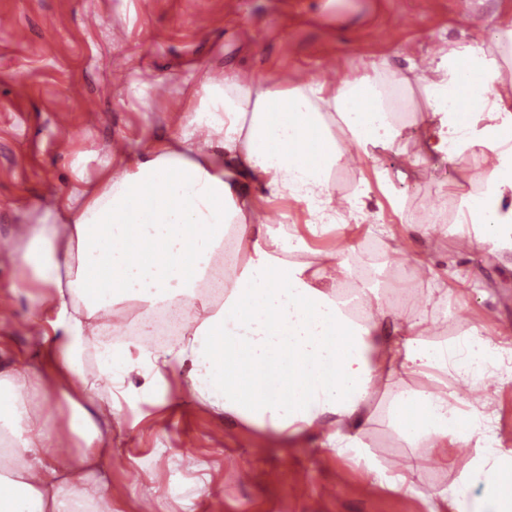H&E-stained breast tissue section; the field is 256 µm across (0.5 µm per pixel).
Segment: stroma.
<instances>
[{"instance_id": "obj_1", "label": "stroma", "mask_w": 512, "mask_h": 512, "mask_svg": "<svg viewBox=\"0 0 512 512\" xmlns=\"http://www.w3.org/2000/svg\"><path fill=\"white\" fill-rule=\"evenodd\" d=\"M0 290L14 269L10 251L21 225L40 221L47 201L70 193L77 176L102 170L121 177L115 142L173 133L180 107L207 77L248 75L273 89L378 67L418 80L427 55L456 41L484 43L512 68V44L500 17L512 0H0ZM337 58L343 73L328 76ZM419 149L408 128L402 149L378 152L346 167L352 187L388 174L400 213L382 212L396 239L387 257L422 260L431 270L415 291L453 288L448 312L436 313L430 343L442 345L478 328L512 338V253L483 244L456 247L459 228L432 243L416 232L430 201L455 203L468 192L469 154L417 171L406 162ZM25 296L0 293V349L35 356L24 320ZM114 512H449L438 497L469 465L456 452L448 467L425 469L414 494L366 480L320 437L295 442L271 429L211 410L189 392L182 374L139 395L111 419ZM391 472L416 463L386 422L364 435Z\"/></svg>"}]
</instances>
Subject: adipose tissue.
I'll list each match as a JSON object with an SVG mask.
<instances>
[{
	"label": "adipose tissue",
	"instance_id": "adipose-tissue-1",
	"mask_svg": "<svg viewBox=\"0 0 512 512\" xmlns=\"http://www.w3.org/2000/svg\"><path fill=\"white\" fill-rule=\"evenodd\" d=\"M427 70L419 133L428 154L467 152L477 163L457 222L464 235L512 250V97L494 89L501 67L483 44L459 42ZM411 95L408 77L380 69L286 90L206 79L175 133L121 152L120 179L103 173L41 223L22 226L11 256L21 275L7 290L31 300L39 359L0 365V512H96L112 494L111 476L98 471L112 451L109 414L176 367L212 408L245 423L290 438L330 426L329 447L404 493L416 471L469 449L468 470L441 500L454 512H512V495L470 493L490 476L512 480V449L499 447L484 396L490 382H512V348L476 332L428 343V307L397 323L392 306L371 297L372 267L349 263L344 250L324 251L315 269L275 259L306 251L305 232L366 221L373 190L399 209L378 170L337 210L331 173L352 155L399 150ZM274 202L294 205L292 224L259 219ZM228 238L245 260L225 270L218 301L203 284ZM346 280L364 314L341 308ZM130 294L142 305L138 321L123 326L117 345L98 348L97 372L86 378L81 354L97 348L104 317ZM178 302L193 311L179 339L141 345L145 327ZM133 372L142 379L135 391L122 386ZM416 377L434 390L413 387ZM378 391L383 400L368 412ZM377 418L425 449L416 466L391 476L374 459L363 433Z\"/></svg>",
	"mask_w": 512,
	"mask_h": 512
}]
</instances>
